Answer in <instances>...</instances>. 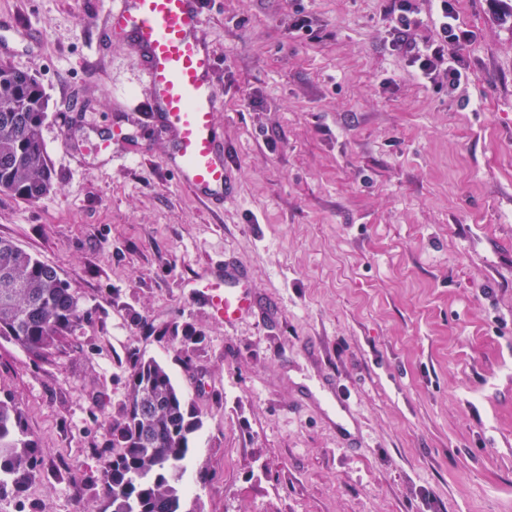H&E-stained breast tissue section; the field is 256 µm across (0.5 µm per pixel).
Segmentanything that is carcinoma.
Returning <instances> with one entry per match:
<instances>
[{"label": "carcinoma", "instance_id": "obj_1", "mask_svg": "<svg viewBox=\"0 0 512 512\" xmlns=\"http://www.w3.org/2000/svg\"><path fill=\"white\" fill-rule=\"evenodd\" d=\"M48 109L35 76L0 64V193L26 202L51 193L43 137ZM86 320L79 297L54 266L0 238V339L41 359ZM203 425L168 368L130 352L127 400L108 426L109 443L97 449L99 512H192L186 508L184 464ZM44 457L21 404L0 398V494H22L40 477Z\"/></svg>", "mask_w": 512, "mask_h": 512}]
</instances>
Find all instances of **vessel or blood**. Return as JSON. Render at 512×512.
<instances>
[{"mask_svg": "<svg viewBox=\"0 0 512 512\" xmlns=\"http://www.w3.org/2000/svg\"><path fill=\"white\" fill-rule=\"evenodd\" d=\"M105 34L130 41L153 91L154 117L172 137L169 161L181 187L208 202L230 197L224 140L215 114L224 94L212 81L214 57L201 0H104ZM216 319L232 323L252 307L244 274L207 280Z\"/></svg>", "mask_w": 512, "mask_h": 512, "instance_id": "b4317fda", "label": "vessel or blood"}]
</instances>
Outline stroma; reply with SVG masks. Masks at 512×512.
I'll list each match as a JSON object with an SVG mask.
<instances>
[{"instance_id": "obj_1", "label": "stroma", "mask_w": 512, "mask_h": 512, "mask_svg": "<svg viewBox=\"0 0 512 512\" xmlns=\"http://www.w3.org/2000/svg\"><path fill=\"white\" fill-rule=\"evenodd\" d=\"M203 6L224 206L177 184L134 47L100 41V0H0L36 43L11 65L49 98L55 186L0 193V237L89 313L38 361L0 340V396L47 450L5 512H98L102 418L127 400L134 348L204 415L197 512H512V20L457 0L473 38L445 49L465 61L452 87L394 50L390 0ZM219 261L255 298L231 325L196 286ZM328 387L354 414L326 412Z\"/></svg>"}]
</instances>
